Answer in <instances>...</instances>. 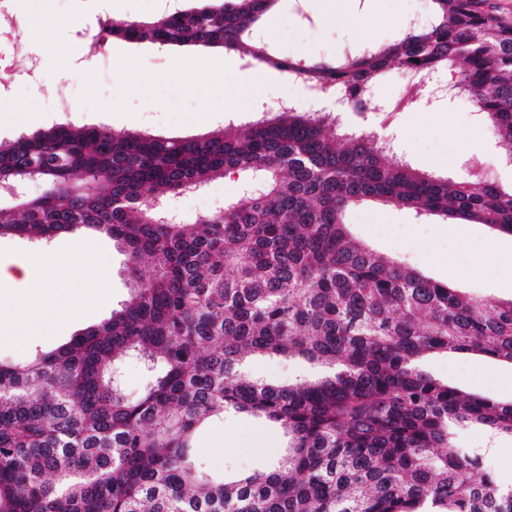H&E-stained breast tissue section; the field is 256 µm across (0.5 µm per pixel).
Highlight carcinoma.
I'll use <instances>...</instances> for the list:
<instances>
[{
	"mask_svg": "<svg viewBox=\"0 0 512 512\" xmlns=\"http://www.w3.org/2000/svg\"><path fill=\"white\" fill-rule=\"evenodd\" d=\"M389 43L303 62L250 40L278 0H199L105 36L222 47L365 104L394 69L391 118L428 76L466 95L512 164V17L490 0H430ZM450 178L412 167L375 133L300 105L248 126L170 139L58 123L0 142V238L49 243L90 230L128 258L130 299L57 350L0 361V512H512V485L477 474L483 456L458 427L512 437V403L468 395L425 373L441 353L512 363V298H478L356 239L367 200L484 224L512 236V187L470 158ZM252 172L260 188L195 224L155 203ZM43 190L13 201L29 180ZM155 220L148 221V216ZM149 260L152 273L139 267ZM322 366L275 385L244 374L254 355ZM135 359L138 396L122 386ZM230 414L279 425L268 471L214 479L197 430Z\"/></svg>",
	"mask_w": 512,
	"mask_h": 512,
	"instance_id": "obj_1",
	"label": "carcinoma"
}]
</instances>
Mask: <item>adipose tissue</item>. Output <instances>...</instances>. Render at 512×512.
<instances>
[{
    "label": "adipose tissue",
    "mask_w": 512,
    "mask_h": 512,
    "mask_svg": "<svg viewBox=\"0 0 512 512\" xmlns=\"http://www.w3.org/2000/svg\"><path fill=\"white\" fill-rule=\"evenodd\" d=\"M77 248L49 256L36 254L22 260H0V300L10 312L0 317V334L24 341L30 336L55 335L61 324L82 315L88 301L106 298L111 291L109 274L94 265L83 271L93 284L89 297H63L53 283L75 267Z\"/></svg>",
    "instance_id": "adipose-tissue-1"
}]
</instances>
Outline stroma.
I'll return each mask as SVG.
<instances>
[{
    "label": "stroma",
    "instance_id": "1",
    "mask_svg": "<svg viewBox=\"0 0 512 512\" xmlns=\"http://www.w3.org/2000/svg\"><path fill=\"white\" fill-rule=\"evenodd\" d=\"M326 0H279L275 27H261L257 39L269 42L277 54L296 60L332 59L346 44L393 40L408 19L425 14L428 0H345V25L324 23ZM73 16L77 22L67 31L55 30L53 19ZM103 19L94 0H51L41 20L45 37L56 43L54 57L40 61V87L12 80L10 93L0 98V141L13 140L48 125L46 90L62 78L74 88V110L65 117L72 125H96L117 133H141L163 137L201 136L227 126L254 119V109L269 96L256 87L232 112L214 111L210 85L189 84L180 63L184 57L207 58L210 67L226 77L249 74L239 53L220 48L157 47L147 41L115 40L110 44L117 64L108 72L97 67L98 24ZM177 82L182 97L177 107L162 105L159 84ZM364 126L391 137L413 167L436 175L461 174V163L474 155L499 153L491 132L481 123L468 100L430 101L428 92H418L416 105L393 115L384 123L380 114L369 113ZM242 176L210 182L201 190L165 199L184 223L223 209L243 193ZM354 235L378 254L394 256L433 279L448 283L472 295L508 299L512 297V236L483 224L450 223L433 215L414 213L378 201H369L348 216ZM82 241L96 264L108 269L112 289L107 299L94 304L83 320L63 328L58 335L35 337L24 343L0 340V359L29 360L37 351L49 352L88 325L110 316L128 301L132 277L127 259L111 238L83 236ZM423 368L437 379L466 393L498 402L512 403V364L476 355H437L427 358ZM321 377L323 370L298 359L277 355L249 362V377L273 384H285L297 374ZM471 447H490L485 468L504 484H512V438L491 437L474 428L458 436ZM286 444L282 429L246 415H237L202 427L196 437V453L211 473L250 472L269 468L277 462Z\"/></svg>",
    "mask_w": 512,
    "mask_h": 512
}]
</instances>
